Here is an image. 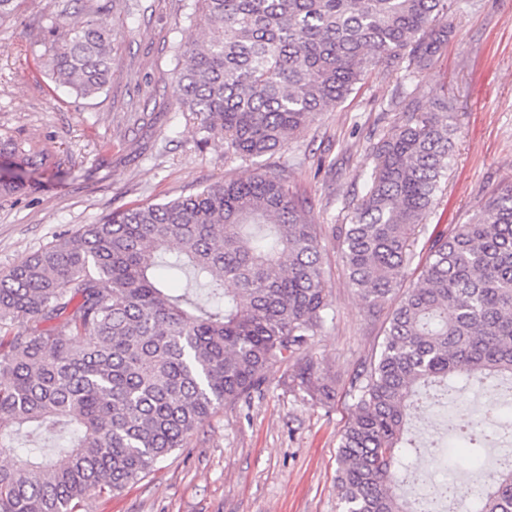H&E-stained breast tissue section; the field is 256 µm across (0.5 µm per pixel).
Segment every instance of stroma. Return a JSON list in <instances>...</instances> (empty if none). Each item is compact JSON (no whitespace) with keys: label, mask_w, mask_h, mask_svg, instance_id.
<instances>
[{"label":"stroma","mask_w":512,"mask_h":512,"mask_svg":"<svg viewBox=\"0 0 512 512\" xmlns=\"http://www.w3.org/2000/svg\"><path fill=\"white\" fill-rule=\"evenodd\" d=\"M59 12L57 0H18L15 15L0 22V131L40 143L61 160L33 172L22 195L0 199V272L117 208L244 180L261 164L284 169L293 191L310 202L323 228L331 300L330 317L307 349L331 400L300 389L292 364H275L249 402L225 405L187 447L123 491L88 493L79 512H339L347 388L381 341L395 303L364 307L333 229L347 223L350 204L363 193L367 153L397 120L393 101L401 89L448 98L457 126L448 183L426 231L467 221L483 197L512 182V0H474L451 18L453 32L434 66L401 85L372 69L288 149L257 163L226 154L220 135L206 134L179 110L174 48L205 39L182 0H116L112 23L123 36L112 54V81L87 99L55 86L43 68ZM493 400L485 389L481 402ZM478 403L452 399L441 417L413 418L416 459L428 456L431 442L452 440L460 408L473 412Z\"/></svg>","instance_id":"35a3bbf8"}]
</instances>
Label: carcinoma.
<instances>
[{
  "label": "carcinoma",
  "instance_id": "carcinoma-1",
  "mask_svg": "<svg viewBox=\"0 0 512 512\" xmlns=\"http://www.w3.org/2000/svg\"><path fill=\"white\" fill-rule=\"evenodd\" d=\"M45 63L80 97L112 77L109 0H80ZM468 0H191L208 28L176 46L180 109L257 159L282 150L380 62L409 79L440 56L450 14ZM369 152L365 193L336 227L340 258L364 305L397 302L377 356L350 383L353 414L338 448L341 512H448L469 484L427 486L412 502L398 479L412 411L459 381L512 383V183L463 224L428 238L417 281L402 288L417 236L448 177L456 127L448 99L426 110L419 90ZM0 198L23 174L59 166L37 143L0 133ZM190 278L215 303L176 293ZM331 307L320 231L280 172L216 182L189 195L117 209L0 274V512H77L92 490L119 492L226 403L260 390L265 370L295 361V378L323 399L304 351ZM48 448L18 458L20 431ZM462 464L496 436L459 423ZM476 512H512V464L483 472Z\"/></svg>",
  "mask_w": 512,
  "mask_h": 512
}]
</instances>
